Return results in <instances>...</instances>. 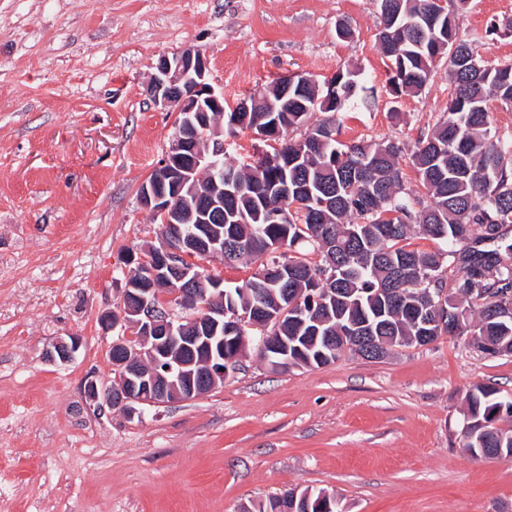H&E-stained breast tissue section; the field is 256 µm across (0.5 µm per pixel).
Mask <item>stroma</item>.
Returning <instances> with one entry per match:
<instances>
[{
  "label": "stroma",
  "instance_id": "1",
  "mask_svg": "<svg viewBox=\"0 0 512 512\" xmlns=\"http://www.w3.org/2000/svg\"><path fill=\"white\" fill-rule=\"evenodd\" d=\"M510 17L469 0L457 22ZM380 28L376 0H0V512H238L307 487L342 512H512V457L461 433L474 385L512 395V355L465 336L278 371L249 347L210 392L134 421L84 400L85 375L112 377L98 316L162 231L138 200L175 130L147 92L158 59L198 50L228 109L293 72H358L341 140L410 145L448 110V62L395 93ZM71 335L73 360L49 361Z\"/></svg>",
  "mask_w": 512,
  "mask_h": 512
}]
</instances>
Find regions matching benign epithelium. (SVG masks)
I'll use <instances>...</instances> for the list:
<instances>
[{
	"label": "benign epithelium",
	"mask_w": 512,
	"mask_h": 512,
	"mask_svg": "<svg viewBox=\"0 0 512 512\" xmlns=\"http://www.w3.org/2000/svg\"><path fill=\"white\" fill-rule=\"evenodd\" d=\"M153 105L177 113L176 132L169 149L142 182L138 192L141 206L167 225V239L158 247L143 245L131 258L137 284L125 286L115 308L104 311L100 325L115 336L109 343L114 377L100 381L88 377L83 395L95 409H119L129 419L147 407L187 402L207 392L206 386L224 380L220 368H231L235 358L224 349L213 350V340L235 334L242 325L268 310L256 304L247 312L224 306V279L214 270L196 264L200 252L224 255V234L211 224L224 208L223 131L216 130L206 144L197 132L213 123L214 113H224V94L209 82L206 60L191 48L161 57L149 87ZM209 172L213 192L208 203H189L183 190L190 174ZM197 230L184 231L182 225ZM209 295L208 304H191L189 293ZM79 338L57 340L49 351L50 361L67 362L76 352ZM260 345L266 360H283L288 340L263 336Z\"/></svg>",
	"instance_id": "benign-epithelium-1"
}]
</instances>
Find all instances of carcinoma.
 Returning a JSON list of instances; mask_svg holds the SVG:
<instances>
[{
	"label": "carcinoma",
	"instance_id": "obj_1",
	"mask_svg": "<svg viewBox=\"0 0 512 512\" xmlns=\"http://www.w3.org/2000/svg\"><path fill=\"white\" fill-rule=\"evenodd\" d=\"M468 0H452L440 16L430 0H392L381 14L380 50L391 62L397 93L419 94L448 54V112L410 146L390 139L343 144L338 140L346 102L366 91L359 74L339 69L323 96L313 82L289 86L288 111L278 112L285 83L265 90L251 112L224 113V126L259 135L269 129L281 151L242 166L224 165V243H239L224 263H257V272L228 288L245 311L261 294L268 305L288 306V318L266 327L301 347V366L335 361L344 348L326 336L384 337L388 347L419 345L418 337L471 336L512 355V139L492 126L488 102L512 109V64L492 67L476 51L479 37L461 33L457 14ZM328 99V118L298 138L283 134L306 124ZM424 192L406 188L403 158ZM301 203L292 211L293 202ZM273 211L282 212L275 223ZM435 242L418 248L414 236ZM288 269L281 283L268 269ZM263 330L244 328L224 347L258 349ZM512 399L493 386L469 393L464 448L481 457L512 455ZM258 512H341L324 489H287Z\"/></svg>",
	"mask_w": 512,
	"mask_h": 512
}]
</instances>
